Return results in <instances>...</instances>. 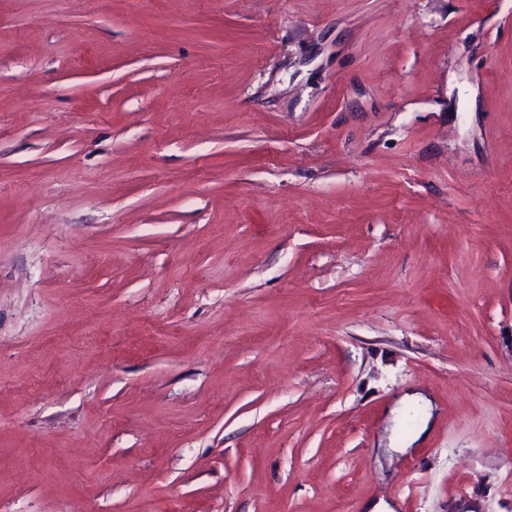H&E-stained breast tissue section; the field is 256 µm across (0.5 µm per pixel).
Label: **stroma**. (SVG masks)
I'll use <instances>...</instances> for the list:
<instances>
[{
  "mask_svg": "<svg viewBox=\"0 0 512 512\" xmlns=\"http://www.w3.org/2000/svg\"><path fill=\"white\" fill-rule=\"evenodd\" d=\"M379 502L512 512V0H0V512Z\"/></svg>",
  "mask_w": 512,
  "mask_h": 512,
  "instance_id": "stroma-1",
  "label": "stroma"
}]
</instances>
